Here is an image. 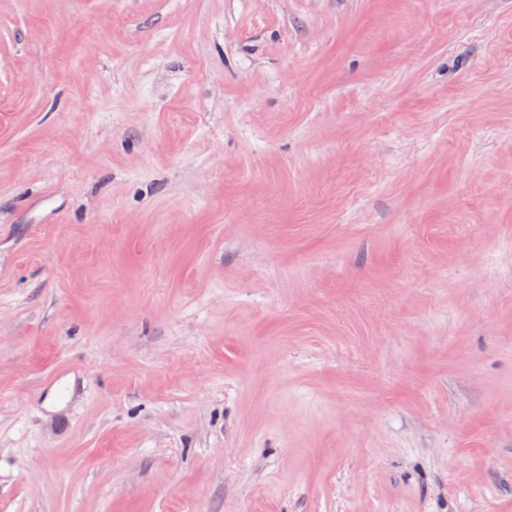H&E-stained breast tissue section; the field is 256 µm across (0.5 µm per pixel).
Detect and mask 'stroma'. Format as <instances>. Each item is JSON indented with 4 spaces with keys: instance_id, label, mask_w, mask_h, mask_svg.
<instances>
[{
    "instance_id": "stroma-1",
    "label": "stroma",
    "mask_w": 512,
    "mask_h": 512,
    "mask_svg": "<svg viewBox=\"0 0 512 512\" xmlns=\"http://www.w3.org/2000/svg\"><path fill=\"white\" fill-rule=\"evenodd\" d=\"M0 512H512V0H0Z\"/></svg>"
}]
</instances>
